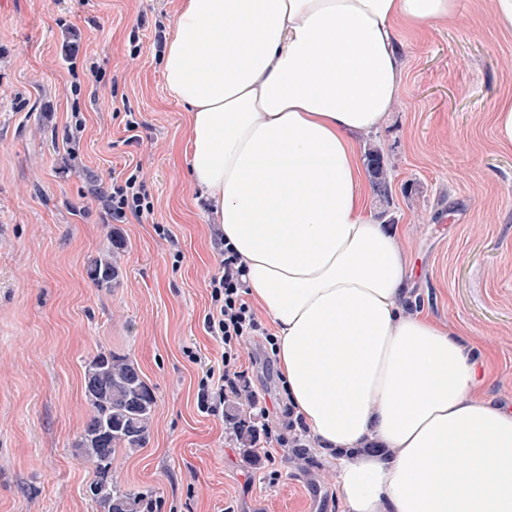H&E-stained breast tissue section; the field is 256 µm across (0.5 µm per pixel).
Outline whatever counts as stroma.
Instances as JSON below:
<instances>
[{
	"instance_id": "35a3bbf8",
	"label": "stroma",
	"mask_w": 512,
	"mask_h": 512,
	"mask_svg": "<svg viewBox=\"0 0 512 512\" xmlns=\"http://www.w3.org/2000/svg\"><path fill=\"white\" fill-rule=\"evenodd\" d=\"M180 2L0 0V512H96L95 473L73 442L83 363L101 349L129 356L157 398L146 447L112 464L125 488L152 490L154 512H345L324 451L256 458L227 418L197 407L203 364L221 354L203 329L218 260L212 215L173 155L188 147L187 114L153 48L155 20L171 23ZM397 45L404 91L370 135L396 160L392 201L374 194L370 207L388 211L412 256L411 311L462 334L477 395L512 410V152L492 124L512 97V31L491 0H458L453 19L399 30ZM71 53L97 62L100 80L72 91ZM129 111L145 124L138 145L125 142ZM75 112L86 129L73 154ZM137 166L154 213L113 224L101 197ZM115 233L121 275L100 288L87 267Z\"/></svg>"
}]
</instances>
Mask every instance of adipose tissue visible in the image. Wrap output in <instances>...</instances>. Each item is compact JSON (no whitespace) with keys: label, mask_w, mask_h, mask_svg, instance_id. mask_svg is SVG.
Masks as SVG:
<instances>
[{"label":"adipose tissue","mask_w":512,"mask_h":512,"mask_svg":"<svg viewBox=\"0 0 512 512\" xmlns=\"http://www.w3.org/2000/svg\"><path fill=\"white\" fill-rule=\"evenodd\" d=\"M457 8L183 0L161 56L190 181L274 324L296 415L340 454L346 512H512V411L476 397L457 332L404 311L413 262L373 218L357 151L402 94L396 25Z\"/></svg>","instance_id":"ef3b65f1"}]
</instances>
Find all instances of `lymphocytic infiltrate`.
I'll list each match as a JSON object with an SVG mask.
<instances>
[{"instance_id":"lymphocytic-infiltrate-1","label":"lymphocytic infiltrate","mask_w":512,"mask_h":512,"mask_svg":"<svg viewBox=\"0 0 512 512\" xmlns=\"http://www.w3.org/2000/svg\"><path fill=\"white\" fill-rule=\"evenodd\" d=\"M104 206L113 223L125 224L130 218L153 214L154 204L143 179L137 173L117 175L103 196ZM219 258L218 270L209 281L210 309L203 320L205 332L220 343L222 352L216 366L208 367L198 381L196 401L202 412L217 416L223 414L224 405L233 398H246L250 406L260 403L251 388L249 371L240 359V346L249 337L260 338L264 344L265 359L276 355L272 333L263 326L254 309L245 299L247 292L245 272L239 257L224 246V235L212 229ZM277 426L255 425L247 421L233 424L235 434L251 433L253 442H267L264 456H271L273 447L299 448L308 434L301 418L295 417L294 408L285 400H278Z\"/></svg>"}]
</instances>
